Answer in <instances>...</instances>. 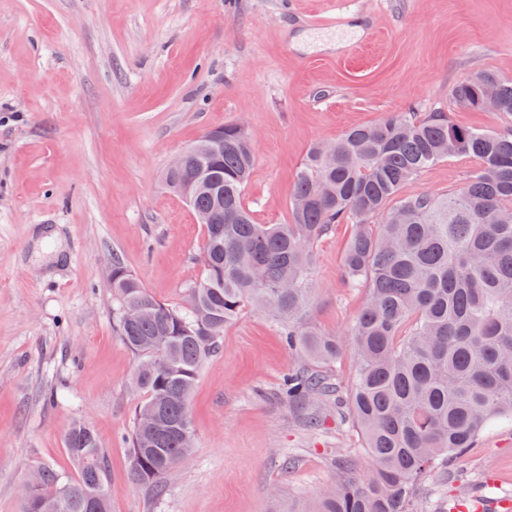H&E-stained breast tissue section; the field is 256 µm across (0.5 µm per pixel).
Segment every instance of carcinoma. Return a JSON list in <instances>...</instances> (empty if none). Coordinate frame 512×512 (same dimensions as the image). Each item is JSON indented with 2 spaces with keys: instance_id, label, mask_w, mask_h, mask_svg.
<instances>
[{
  "instance_id": "cac0c4a2",
  "label": "carcinoma",
  "mask_w": 512,
  "mask_h": 512,
  "mask_svg": "<svg viewBox=\"0 0 512 512\" xmlns=\"http://www.w3.org/2000/svg\"><path fill=\"white\" fill-rule=\"evenodd\" d=\"M493 88L485 99L483 87ZM462 110L512 119V81L480 72L453 90ZM224 152L185 157L163 180L177 193L198 169L210 185L188 200L203 225L200 280L181 303L153 297L124 263L112 259L115 335L136 356L130 437L131 483L162 494L169 471L194 445L189 398L205 359L247 305L270 316L288 348L330 363L341 341L307 325L309 274L316 244L338 224L353 232L342 263L350 288H367L351 330L359 360L346 404L373 462L360 481L324 490L312 512H417L427 502L421 478L474 443L492 422L512 421V128L493 132L463 125L444 112H401L358 125L308 150L291 199L288 224H258L245 203L255 164L241 122L219 127ZM478 161L447 194L400 196L427 168L450 156ZM165 359L163 373L148 359ZM285 394L302 401L332 396L338 384L305 371L286 377ZM77 474L45 470L24 497L23 512H110L107 459L83 423L66 434Z\"/></svg>"
}]
</instances>
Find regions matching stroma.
Here are the masks:
<instances>
[{
	"label": "stroma",
	"mask_w": 512,
	"mask_h": 512,
	"mask_svg": "<svg viewBox=\"0 0 512 512\" xmlns=\"http://www.w3.org/2000/svg\"><path fill=\"white\" fill-rule=\"evenodd\" d=\"M0 0V512H19L33 471L76 470L64 446L77 422L108 460L111 512H305L344 473L372 466L346 408L288 403L283 378L308 362L245 308L203 363L190 398L195 446L165 495L132 484L128 439L142 393L137 359L112 330L106 270L120 259L165 303L202 275L203 228L164 172L206 129L244 121L256 163L245 201L260 224L289 222L310 146L389 112L459 109L462 79L512 80V0ZM455 156L405 191L445 194L476 168ZM351 227L313 253L307 319L344 343L319 371L349 388V332L367 292L345 283ZM351 462L343 471L340 460ZM455 467L427 476L432 512L489 484L512 502V423L485 429Z\"/></svg>",
	"instance_id": "1"
}]
</instances>
